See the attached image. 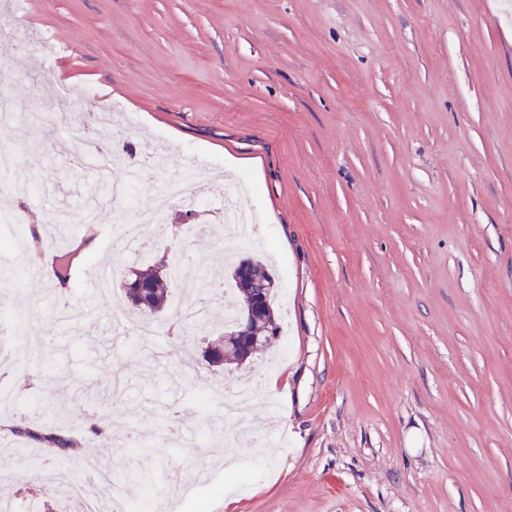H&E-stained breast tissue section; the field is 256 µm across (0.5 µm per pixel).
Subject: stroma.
<instances>
[{
	"label": "stroma",
	"instance_id": "35a3bbf8",
	"mask_svg": "<svg viewBox=\"0 0 512 512\" xmlns=\"http://www.w3.org/2000/svg\"><path fill=\"white\" fill-rule=\"evenodd\" d=\"M47 32L63 56L30 51ZM2 49L12 114L51 113L58 84L74 90L71 123L23 141L9 173L36 187L14 202L33 248L0 251V308L24 314L44 360L8 377L29 426L98 420L96 463L116 479L153 470L163 512H512V0H0ZM94 131L121 156L115 178L142 151L160 159L128 201L90 203L95 176L70 162ZM186 155L205 199L172 204L167 229L136 224ZM243 188L274 254L282 333L185 382L113 334L133 261L106 235L135 228L155 241L150 261L187 259L203 351L224 334L210 278L224 249L197 250L195 232L223 234L224 199ZM58 222L66 250L95 242L63 297L52 270L18 277ZM97 261L117 274L110 312L92 300ZM259 374L246 418L198 409ZM117 375L125 397L82 396ZM177 402L190 436L175 446L162 428ZM133 428L145 455L107 446ZM45 460L32 441L0 458L9 512L56 507L59 486L25 480ZM174 462L208 482L168 483Z\"/></svg>",
	"mask_w": 512,
	"mask_h": 512
}]
</instances>
